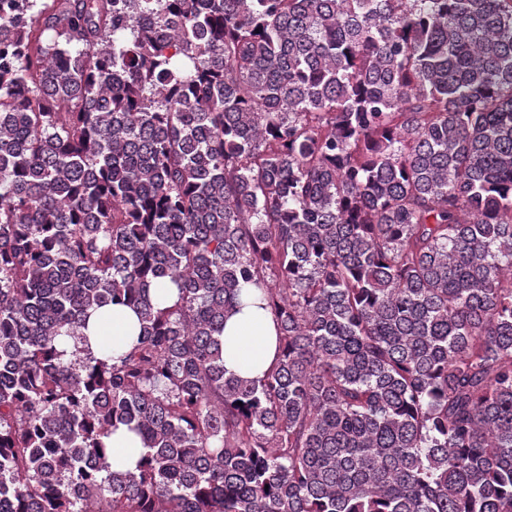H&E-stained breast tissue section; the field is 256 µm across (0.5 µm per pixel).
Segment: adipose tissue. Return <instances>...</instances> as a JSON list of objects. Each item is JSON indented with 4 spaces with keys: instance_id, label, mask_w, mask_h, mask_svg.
I'll return each instance as SVG.
<instances>
[{
    "instance_id": "adipose-tissue-1",
    "label": "adipose tissue",
    "mask_w": 512,
    "mask_h": 512,
    "mask_svg": "<svg viewBox=\"0 0 512 512\" xmlns=\"http://www.w3.org/2000/svg\"><path fill=\"white\" fill-rule=\"evenodd\" d=\"M137 323L135 313L126 307L112 310V332L104 334L91 328V349L103 356L104 345H111L113 354L125 351ZM277 357V324L269 310L263 309L260 299L228 317L224 324V366L245 378H257Z\"/></svg>"
}]
</instances>
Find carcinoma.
<instances>
[{"label": "carcinoma", "instance_id": "1", "mask_svg": "<svg viewBox=\"0 0 512 512\" xmlns=\"http://www.w3.org/2000/svg\"><path fill=\"white\" fill-rule=\"evenodd\" d=\"M0 512H512V0H0ZM260 298L228 317L224 324V367L241 377L257 378L277 357V324ZM137 324L135 313L126 307H112V336L98 330L95 320L90 323L91 349L98 358L105 355L104 345L112 341V357L126 350L133 337L132 329ZM132 448H142L141 441L126 427L120 426L112 435V452L118 463L125 467H133L138 458V453Z\"/></svg>", "mask_w": 512, "mask_h": 512}]
</instances>
